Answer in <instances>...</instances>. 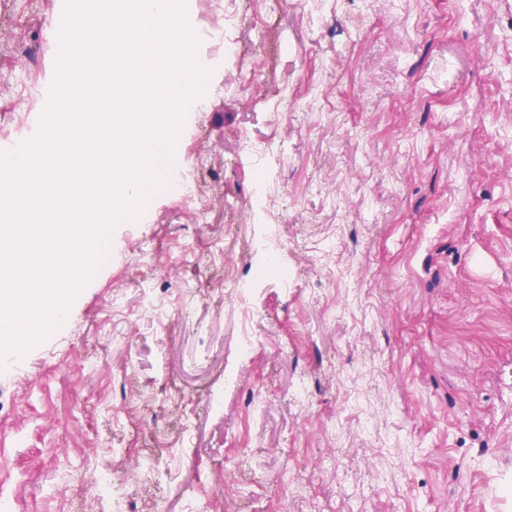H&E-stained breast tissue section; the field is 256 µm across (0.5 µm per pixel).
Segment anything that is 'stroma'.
Returning a JSON list of instances; mask_svg holds the SVG:
<instances>
[{"label": "stroma", "mask_w": 512, "mask_h": 512, "mask_svg": "<svg viewBox=\"0 0 512 512\" xmlns=\"http://www.w3.org/2000/svg\"><path fill=\"white\" fill-rule=\"evenodd\" d=\"M63 15L61 0H0V132L38 134L22 117L48 106ZM239 43L236 56L199 43L210 93L179 140L207 222L150 197L70 304L71 335L0 359V474L36 488L39 512H98L92 486L52 466L71 375L84 402L70 451L103 467L122 446L164 474L132 485L136 512H187L216 466L228 512H512V0H245ZM265 66L311 81L285 104L275 82L243 81ZM243 129L281 139L264 175L300 202L276 217L290 282L254 288L260 344L241 360L212 252L257 261ZM228 368L238 385L216 415L207 395ZM122 391L136 401L124 428ZM187 402L191 457L170 450ZM286 468L298 480L283 489Z\"/></svg>", "instance_id": "stroma-1"}]
</instances>
